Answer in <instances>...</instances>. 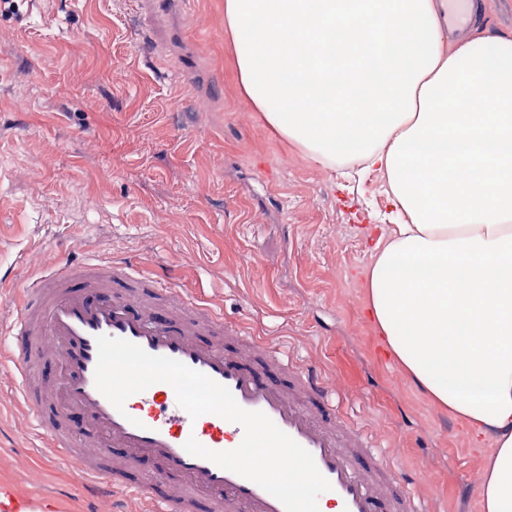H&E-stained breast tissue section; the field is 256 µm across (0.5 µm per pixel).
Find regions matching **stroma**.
<instances>
[{
	"mask_svg": "<svg viewBox=\"0 0 512 512\" xmlns=\"http://www.w3.org/2000/svg\"><path fill=\"white\" fill-rule=\"evenodd\" d=\"M17 0L0 13V331L27 255L159 256L158 276L273 351L334 380L329 410L424 512H481L483 447L414 390L366 311L369 215L386 179L344 189L241 95L224 0ZM473 39L512 38V0H481ZM0 389V487L53 512H94L77 472L21 433Z\"/></svg>",
	"mask_w": 512,
	"mask_h": 512,
	"instance_id": "stroma-1",
	"label": "stroma"
}]
</instances>
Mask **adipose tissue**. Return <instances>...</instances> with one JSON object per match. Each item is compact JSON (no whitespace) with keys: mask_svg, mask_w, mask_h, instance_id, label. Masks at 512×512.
<instances>
[{"mask_svg":"<svg viewBox=\"0 0 512 512\" xmlns=\"http://www.w3.org/2000/svg\"><path fill=\"white\" fill-rule=\"evenodd\" d=\"M442 8L224 0V25L270 128L386 176L367 308L411 385L491 439L481 509L512 512V40L444 49Z\"/></svg>","mask_w":512,"mask_h":512,"instance_id":"adipose-tissue-1","label":"adipose tissue"}]
</instances>
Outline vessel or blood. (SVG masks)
I'll return each instance as SVG.
<instances>
[{
  "label": "vessel or blood",
  "mask_w": 512,
  "mask_h": 512,
  "mask_svg": "<svg viewBox=\"0 0 512 512\" xmlns=\"http://www.w3.org/2000/svg\"><path fill=\"white\" fill-rule=\"evenodd\" d=\"M447 4L449 29L466 27L472 0ZM32 262L41 274L23 280L17 290L20 314L7 350L16 392L33 431L58 459L74 464L80 489L94 491L95 512H113L119 493L130 501V512H196L202 500L211 512H285L254 482L184 449L191 437L213 451L235 449L244 437L239 424L214 414L190 418L165 383L130 396L124 411H117L95 386L101 335L180 361L226 386L242 408L264 412L313 455L329 481L319 506L335 512H415L401 486L362 465L367 450L360 436L316 411V404L327 403L332 387L316 378L313 368H290L275 355L272 366L293 369L295 379L287 387L266 379L253 358L267 351V341L240 337L238 325L225 324L206 301L188 298L173 281L149 273L146 264L92 258L74 263L51 254ZM77 280L82 283L78 289L73 286ZM228 338L237 340V347L225 348ZM39 358L60 361L58 380L32 384ZM68 410L81 416V427L65 426ZM146 457L158 463L162 491L134 476Z\"/></svg>",
  "instance_id": "b4317fda"
}]
</instances>
